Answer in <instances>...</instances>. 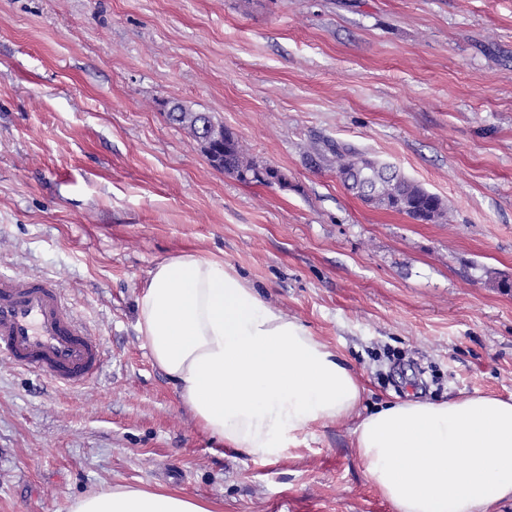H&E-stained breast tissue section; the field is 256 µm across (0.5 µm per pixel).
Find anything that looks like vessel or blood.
I'll return each mask as SVG.
<instances>
[{
	"label": "vessel or blood",
	"instance_id": "obj_1",
	"mask_svg": "<svg viewBox=\"0 0 512 512\" xmlns=\"http://www.w3.org/2000/svg\"><path fill=\"white\" fill-rule=\"evenodd\" d=\"M0 357L55 384L81 386L98 377L104 345L85 332L57 288L0 273Z\"/></svg>",
	"mask_w": 512,
	"mask_h": 512
}]
</instances>
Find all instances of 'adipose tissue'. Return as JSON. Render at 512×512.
Listing matches in <instances>:
<instances>
[{"label": "adipose tissue", "instance_id": "ef3b65f1", "mask_svg": "<svg viewBox=\"0 0 512 512\" xmlns=\"http://www.w3.org/2000/svg\"><path fill=\"white\" fill-rule=\"evenodd\" d=\"M136 330L198 428L252 461L284 457L313 429L354 420L368 484L395 512H497L512 501V398L408 399L364 412L339 352L272 306L228 263L181 253L158 263ZM69 512H219L179 490L115 485Z\"/></svg>", "mask_w": 512, "mask_h": 512}]
</instances>
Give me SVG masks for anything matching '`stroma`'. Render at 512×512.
Here are the masks:
<instances>
[{"label":"stroma","instance_id":"35a3bbf8","mask_svg":"<svg viewBox=\"0 0 512 512\" xmlns=\"http://www.w3.org/2000/svg\"><path fill=\"white\" fill-rule=\"evenodd\" d=\"M175 101L287 186L212 167ZM333 144L443 215L363 202ZM183 252L336 347L366 408L512 396V0H0V272L52 281L105 346L78 388L0 358V512L115 484L394 512L350 423L262 463L197 428L135 328L150 271ZM398 195L399 202L386 203L384 199H379L377 204L425 221L433 220L442 212L443 204L439 197L430 195L420 185L405 177H402L398 187Z\"/></svg>","mask_w":512,"mask_h":512}]
</instances>
